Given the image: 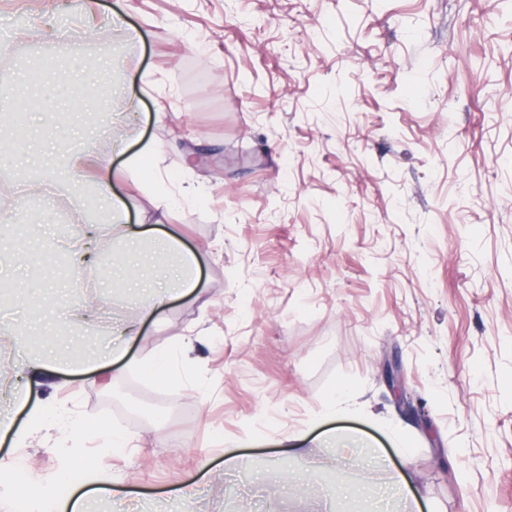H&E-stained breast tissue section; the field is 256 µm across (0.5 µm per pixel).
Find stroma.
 Instances as JSON below:
<instances>
[{"label":"stroma","instance_id":"1","mask_svg":"<svg viewBox=\"0 0 512 512\" xmlns=\"http://www.w3.org/2000/svg\"><path fill=\"white\" fill-rule=\"evenodd\" d=\"M89 5L111 40L86 34ZM105 53L104 80L88 78L65 116L21 77L42 70L57 88ZM1 57L15 79L0 108L27 105L16 179L77 149L108 157L143 232L142 281L169 238L199 258L196 291L94 372L87 357L111 352L140 303L108 267L121 229L100 235L91 273L110 305L93 334L61 343L67 307L87 296L55 230L74 216L62 196L0 202V248L29 257L0 290V324L55 363L25 404L0 396V413L22 427L50 400L132 438L112 452L47 427L21 445L0 435L1 459L51 481L85 455L119 489L69 487L89 512H363L399 474L420 512H512V0H0ZM147 144L194 189L161 224L125 168ZM160 355L178 371L192 361L188 380L123 365ZM111 388L123 399L106 403ZM330 429L381 460L326 447ZM228 455L245 467L226 473Z\"/></svg>","mask_w":512,"mask_h":512}]
</instances>
